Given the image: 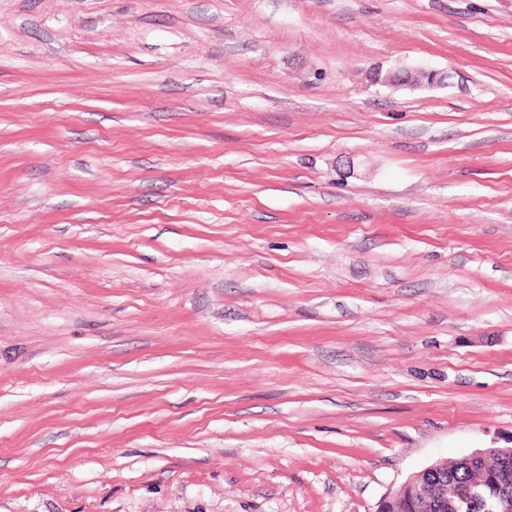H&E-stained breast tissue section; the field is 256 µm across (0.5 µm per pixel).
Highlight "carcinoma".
<instances>
[{
	"label": "carcinoma",
	"mask_w": 512,
	"mask_h": 512,
	"mask_svg": "<svg viewBox=\"0 0 512 512\" xmlns=\"http://www.w3.org/2000/svg\"><path fill=\"white\" fill-rule=\"evenodd\" d=\"M448 485L471 486L473 498L448 508V512H501L504 492H512V457L504 460L490 455L482 461L461 457L446 464Z\"/></svg>",
	"instance_id": "carcinoma-1"
}]
</instances>
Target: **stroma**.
<instances>
[{"mask_svg":"<svg viewBox=\"0 0 512 512\" xmlns=\"http://www.w3.org/2000/svg\"><path fill=\"white\" fill-rule=\"evenodd\" d=\"M511 446L512 0H0V512ZM446 75H441L432 70H416V71H402L395 72L388 77H385L384 82H395L408 85H434L442 83Z\"/></svg>","mask_w":512,"mask_h":512,"instance_id":"stroma-1","label":"stroma"}]
</instances>
